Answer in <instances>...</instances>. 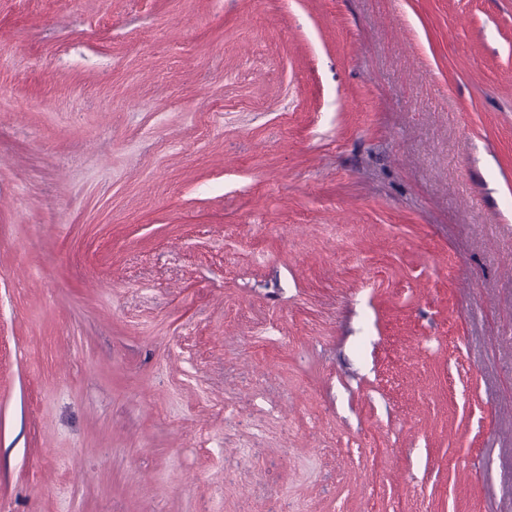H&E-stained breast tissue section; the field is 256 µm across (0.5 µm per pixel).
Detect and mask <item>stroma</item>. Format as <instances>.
<instances>
[{
	"instance_id": "stroma-1",
	"label": "stroma",
	"mask_w": 512,
	"mask_h": 512,
	"mask_svg": "<svg viewBox=\"0 0 512 512\" xmlns=\"http://www.w3.org/2000/svg\"><path fill=\"white\" fill-rule=\"evenodd\" d=\"M402 504L512 512V0H0V512Z\"/></svg>"
}]
</instances>
